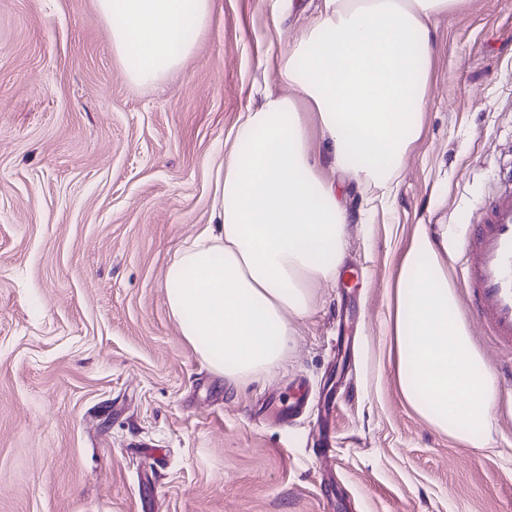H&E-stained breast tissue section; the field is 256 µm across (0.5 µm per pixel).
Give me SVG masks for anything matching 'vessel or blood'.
Listing matches in <instances>:
<instances>
[{"label": "vessel or blood", "instance_id": "vessel-or-blood-1", "mask_svg": "<svg viewBox=\"0 0 512 512\" xmlns=\"http://www.w3.org/2000/svg\"><path fill=\"white\" fill-rule=\"evenodd\" d=\"M469 301L503 359L512 360V192L472 225L460 269Z\"/></svg>", "mask_w": 512, "mask_h": 512}]
</instances>
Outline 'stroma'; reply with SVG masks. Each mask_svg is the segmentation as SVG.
I'll return each mask as SVG.
<instances>
[{
  "mask_svg": "<svg viewBox=\"0 0 512 512\" xmlns=\"http://www.w3.org/2000/svg\"><path fill=\"white\" fill-rule=\"evenodd\" d=\"M321 0H214L177 69L130 82L95 0H0V512H512V381L469 309L468 228L512 189V0L433 19L423 127L386 209L346 184L341 271L275 374L234 386L171 317L165 272L213 212L234 126ZM496 380L482 448L404 401L392 284L416 225ZM309 400L285 421L269 400ZM339 398L336 457L317 403Z\"/></svg>",
  "mask_w": 512,
  "mask_h": 512,
  "instance_id": "stroma-1",
  "label": "stroma"
}]
</instances>
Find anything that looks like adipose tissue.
<instances>
[{
    "instance_id": "obj_1",
    "label": "adipose tissue",
    "mask_w": 512,
    "mask_h": 512,
    "mask_svg": "<svg viewBox=\"0 0 512 512\" xmlns=\"http://www.w3.org/2000/svg\"><path fill=\"white\" fill-rule=\"evenodd\" d=\"M213 0H96L131 82L161 79L194 47ZM457 0H322L278 62L292 96L267 93L238 118L214 223L169 264L171 317L199 358L239 385L279 370L313 290L336 277L349 214L333 171L393 192L419 138L429 22ZM447 241L417 225L393 284L395 378L435 429L485 445L494 380L471 342L443 265Z\"/></svg>"
}]
</instances>
